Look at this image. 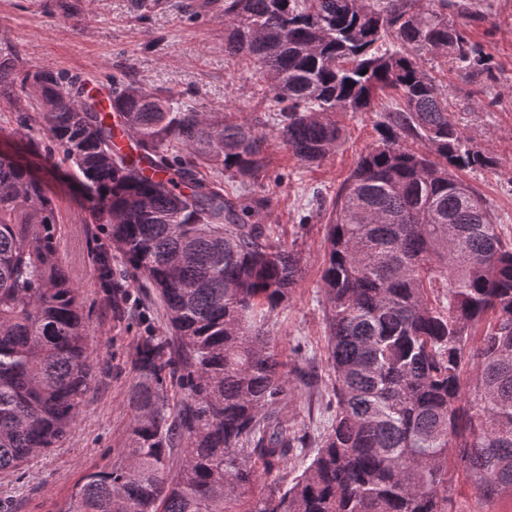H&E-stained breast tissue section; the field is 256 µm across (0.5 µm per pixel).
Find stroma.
Wrapping results in <instances>:
<instances>
[{"instance_id":"1","label":"stroma","mask_w":512,"mask_h":512,"mask_svg":"<svg viewBox=\"0 0 512 512\" xmlns=\"http://www.w3.org/2000/svg\"><path fill=\"white\" fill-rule=\"evenodd\" d=\"M454 16L491 58V77H467L441 55L425 66L448 93L452 120L497 165L463 173L493 206L504 235L512 239V0H465ZM19 57L24 68L85 81L125 75L172 92L200 112H231L241 121L272 128L276 106L247 63L224 54V16L203 0H0V58ZM35 98H0V146L46 181L57 208L61 257L79 286L91 329L94 380L75 431L39 457L20 479H0V512H59L90 471L111 466L127 447L132 423L130 395L137 381L133 348L140 337L159 335V304L139 289L120 310L100 288L92 252L105 232L94 224L92 195L36 122ZM400 104L384 96L372 111L338 113L341 145L321 164L307 166L282 145H271L264 171L249 189L271 201L265 218L274 234L295 242L301 278L275 317L271 339L288 363L294 398L288 417L296 429L317 435L331 414V371L321 275L325 224L332 204L360 153L378 138L376 125Z\"/></svg>"}]
</instances>
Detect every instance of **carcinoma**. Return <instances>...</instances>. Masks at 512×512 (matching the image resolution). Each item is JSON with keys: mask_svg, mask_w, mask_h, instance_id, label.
<instances>
[{"mask_svg": "<svg viewBox=\"0 0 512 512\" xmlns=\"http://www.w3.org/2000/svg\"><path fill=\"white\" fill-rule=\"evenodd\" d=\"M223 2L224 52L265 81L274 139L302 163L339 146L336 113L371 112L390 91L401 100L325 225L329 425L315 438L294 428L269 341L300 257L262 223L268 199L230 196L203 173L255 177L267 134L117 77L104 113L75 81L0 58V96L34 88L42 125L93 195L109 237L94 273L112 306L150 288L166 317L164 335L135 346L129 447L60 512H456L452 462L482 497L512 500V241L458 177L496 161L451 120L422 64L444 54L491 75L448 15L462 4ZM114 116L129 153L113 146ZM57 234L44 182L0 157V479L75 429L92 380ZM313 446L288 478V460Z\"/></svg>", "mask_w": 512, "mask_h": 512, "instance_id": "carcinoma-1", "label": "carcinoma"}]
</instances>
